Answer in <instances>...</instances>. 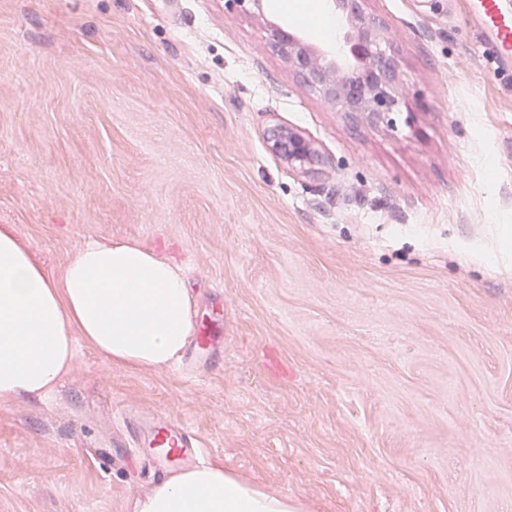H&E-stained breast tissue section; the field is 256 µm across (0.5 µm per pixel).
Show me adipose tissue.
<instances>
[{
  "label": "adipose tissue",
  "instance_id": "ef3b65f1",
  "mask_svg": "<svg viewBox=\"0 0 512 512\" xmlns=\"http://www.w3.org/2000/svg\"><path fill=\"white\" fill-rule=\"evenodd\" d=\"M79 336H72V328ZM194 330L184 270L136 243H86L62 280L49 278L0 228V401L49 396L72 367L77 338L112 361L162 369ZM134 512H305L223 466L181 470L136 499Z\"/></svg>",
  "mask_w": 512,
  "mask_h": 512
}]
</instances>
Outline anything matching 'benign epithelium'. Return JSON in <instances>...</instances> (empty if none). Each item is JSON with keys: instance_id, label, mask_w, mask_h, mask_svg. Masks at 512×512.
<instances>
[{"instance_id": "1", "label": "benign epithelium", "mask_w": 512, "mask_h": 512, "mask_svg": "<svg viewBox=\"0 0 512 512\" xmlns=\"http://www.w3.org/2000/svg\"><path fill=\"white\" fill-rule=\"evenodd\" d=\"M340 25V47L327 51L299 34L283 36L279 23L266 20L271 48L304 72L321 95L342 112H360L373 122L393 124L392 114L409 107L408 91L399 77L378 71L379 55L392 38L375 26L361 10H351L347 0H329ZM375 78L358 83V72ZM310 154L301 138L288 139V159L304 160Z\"/></svg>"}]
</instances>
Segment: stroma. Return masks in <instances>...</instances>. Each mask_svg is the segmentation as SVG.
I'll return each mask as SVG.
<instances>
[{"label": "stroma", "instance_id": "obj_1", "mask_svg": "<svg viewBox=\"0 0 512 512\" xmlns=\"http://www.w3.org/2000/svg\"><path fill=\"white\" fill-rule=\"evenodd\" d=\"M410 109L330 105L264 0H0V226L53 278L83 245L180 263L224 362H112L0 402V512H133L138 406L306 512H512V82L448 0H360ZM304 139L309 161L273 146Z\"/></svg>", "mask_w": 512, "mask_h": 512}]
</instances>
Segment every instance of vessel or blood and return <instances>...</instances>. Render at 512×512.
<instances>
[{
	"label": "vessel or blood",
	"mask_w": 512,
	"mask_h": 512,
	"mask_svg": "<svg viewBox=\"0 0 512 512\" xmlns=\"http://www.w3.org/2000/svg\"><path fill=\"white\" fill-rule=\"evenodd\" d=\"M462 18L464 35L489 51L504 75H512V0H463ZM223 350L221 329L202 325L191 341L188 370L203 371L218 361ZM125 421L146 466L159 470L191 466L203 454L198 436L179 421L135 408L126 409Z\"/></svg>",
	"instance_id": "b4317fda"
}]
</instances>
